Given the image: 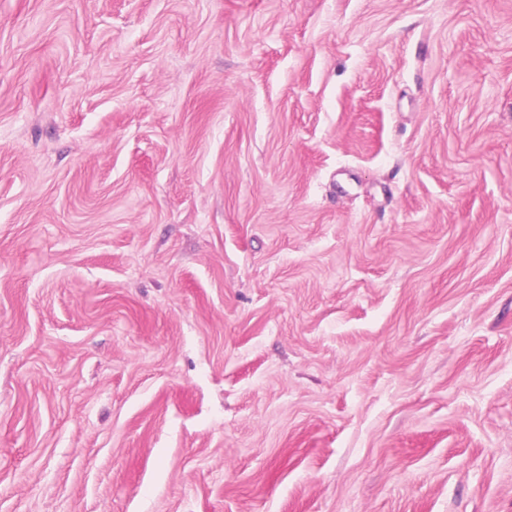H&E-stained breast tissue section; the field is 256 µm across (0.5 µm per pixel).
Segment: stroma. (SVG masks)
<instances>
[{"label":"stroma","mask_w":512,"mask_h":512,"mask_svg":"<svg viewBox=\"0 0 512 512\" xmlns=\"http://www.w3.org/2000/svg\"><path fill=\"white\" fill-rule=\"evenodd\" d=\"M0 512H512V0H0Z\"/></svg>","instance_id":"35a3bbf8"}]
</instances>
